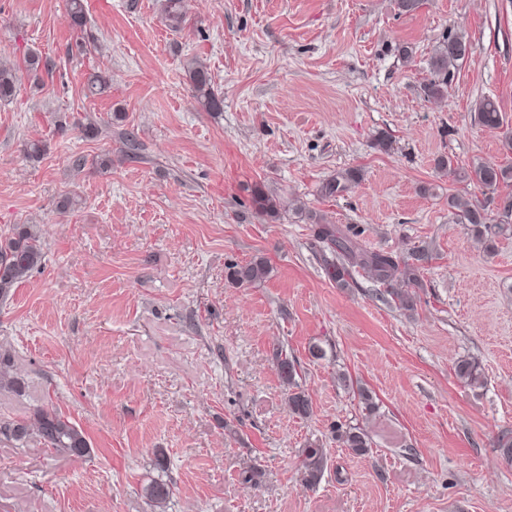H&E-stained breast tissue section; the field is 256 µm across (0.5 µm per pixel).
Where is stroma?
I'll use <instances>...</instances> for the list:
<instances>
[{
  "label": "stroma",
  "instance_id": "stroma-1",
  "mask_svg": "<svg viewBox=\"0 0 512 512\" xmlns=\"http://www.w3.org/2000/svg\"><path fill=\"white\" fill-rule=\"evenodd\" d=\"M163 3L84 0L78 30L67 0H0V65L17 75L0 100V236L36 230L44 253L0 299L21 383L0 389V419L53 408L90 444L74 456L0 438V512H151L155 480L174 485L168 512H512V236L486 251L448 206L479 191L459 171L512 165L474 118L488 96L512 128V0L411 15L394 0H183L177 28ZM449 31L469 55L428 102ZM193 59L223 112L197 104ZM94 73L110 81L93 95ZM344 170L348 192L323 197ZM257 185L276 217L255 210ZM319 218L422 258L412 307L356 266L333 281ZM260 259L261 282L228 278ZM279 349L309 417L288 410ZM465 356L482 384L457 379ZM340 425L365 429L369 454L342 448ZM310 443L328 454L312 488L298 470Z\"/></svg>",
  "mask_w": 512,
  "mask_h": 512
}]
</instances>
